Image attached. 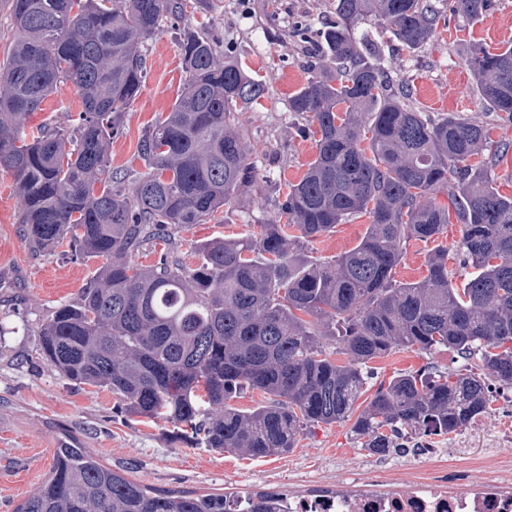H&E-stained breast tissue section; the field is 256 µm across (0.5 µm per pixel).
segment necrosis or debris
I'll use <instances>...</instances> for the list:
<instances>
[{"mask_svg": "<svg viewBox=\"0 0 512 512\" xmlns=\"http://www.w3.org/2000/svg\"><path fill=\"white\" fill-rule=\"evenodd\" d=\"M412 479L396 482L377 467L349 486L316 480L291 496L283 512H512V409L504 412L496 446L480 457L457 455L425 440L410 449Z\"/></svg>", "mask_w": 512, "mask_h": 512, "instance_id": "4bbe7bcc", "label": "necrosis or debris"}]
</instances>
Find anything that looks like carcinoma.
<instances>
[{
    "label": "carcinoma",
    "instance_id": "1",
    "mask_svg": "<svg viewBox=\"0 0 512 512\" xmlns=\"http://www.w3.org/2000/svg\"><path fill=\"white\" fill-rule=\"evenodd\" d=\"M491 0H454L478 21ZM189 0H13L14 37L0 68V168L19 198L18 223L37 250L67 238L74 256L103 264L77 297L40 327L45 360L76 384L106 388L126 410L173 424L217 452L286 454L308 427L355 418L351 433L373 454L403 452V432L448 434L486 412L490 382L512 385V197L499 193L483 152L489 129L448 114L432 120L393 91L377 51L356 36L373 15L411 51L432 38L440 11L428 0H336L319 69L289 99L308 117L316 156L285 184L283 224L243 239L199 245L195 266L132 253L153 239L177 246L254 181L238 105L265 85L188 29L186 81L171 111L139 141L145 171L112 169V137L140 94L142 49ZM465 65L481 101L512 118V45L470 49ZM81 101L72 124L27 130L59 87ZM447 191L449 205L435 202ZM366 216L357 246L332 263L294 255L338 224ZM461 225L457 286L448 249L428 254V275L402 283L393 270L411 241ZM347 356L343 363L327 345ZM479 356L463 367L404 372L354 414L371 360L394 349ZM268 400L240 410L244 389ZM279 497L247 498L248 512H280ZM235 493L162 490L113 469L91 448L53 451L45 479L15 512H240Z\"/></svg>",
    "mask_w": 512,
    "mask_h": 512
}]
</instances>
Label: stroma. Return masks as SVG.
<instances>
[{
	"mask_svg": "<svg viewBox=\"0 0 512 512\" xmlns=\"http://www.w3.org/2000/svg\"><path fill=\"white\" fill-rule=\"evenodd\" d=\"M441 8L438 34L419 49H404L384 25L370 17L357 36L375 46L380 67L393 86L405 87L408 103L430 118L455 112L487 124L492 143L512 142V120L489 111L480 100L471 73L461 60L472 44L500 47L512 43L505 28L512 21V0H494L477 22ZM195 9L180 20L164 22L144 47L145 79L139 96L124 112L122 131L112 140L113 168L143 171L138 142L145 130L166 116L185 73L180 48L184 29L204 31L225 58L238 63L267 91L247 105L239 120L250 146L256 182L241 190L216 218L181 233L183 244L238 239L257 224L279 218L286 183L303 176L316 155L313 140L299 133L301 116L288 100L307 81L326 51L324 34L335 17V0H194ZM80 100L63 86L34 113L32 125H57L77 115ZM19 201L10 173L0 170V512L17 506L49 472L53 450L74 439L93 449L102 462L125 469L146 485L198 493H287L316 479L336 480L359 467L381 464L408 483L406 457H380L360 448L350 423L319 426L299 436L286 455L253 458L217 453L180 439L172 424L128 414L111 392L62 378L44 359L38 329L60 304L76 297L97 269L94 261L72 259L68 242L34 250L17 221ZM367 218L337 225L313 242L307 256L331 262L361 240ZM360 404H367L380 383L401 372L446 371L469 367L481 372L479 358L463 359L455 350L399 349L373 359ZM507 387L492 385L483 428L464 427L437 436V443L475 456L493 447L500 406Z\"/></svg>",
	"mask_w": 512,
	"mask_h": 512,
	"instance_id": "obj_1",
	"label": "stroma"
}]
</instances>
